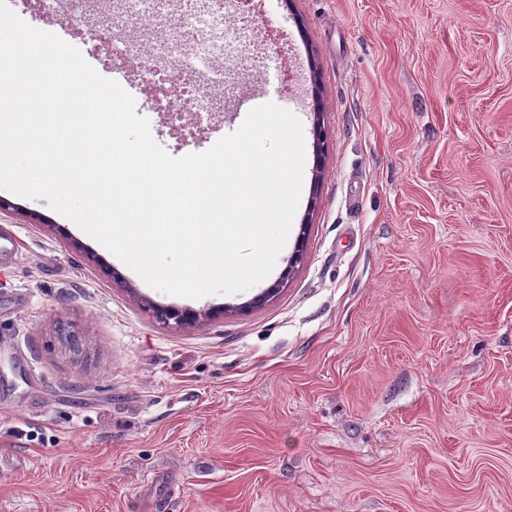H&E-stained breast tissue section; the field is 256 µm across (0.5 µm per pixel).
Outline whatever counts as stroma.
<instances>
[{"label":"stroma","instance_id":"obj_1","mask_svg":"<svg viewBox=\"0 0 512 512\" xmlns=\"http://www.w3.org/2000/svg\"><path fill=\"white\" fill-rule=\"evenodd\" d=\"M253 19L221 122L186 140L150 92L135 110L171 156L200 153L274 74L307 147L303 264L259 307L258 284L173 296L0 189V512H512V0ZM157 305L217 313L167 325ZM323 112H313L314 122H313V136H314V168H313V179L314 186L313 191H315V187L318 182L319 173L323 167V152H324V130H323V121H321Z\"/></svg>","mask_w":512,"mask_h":512}]
</instances>
